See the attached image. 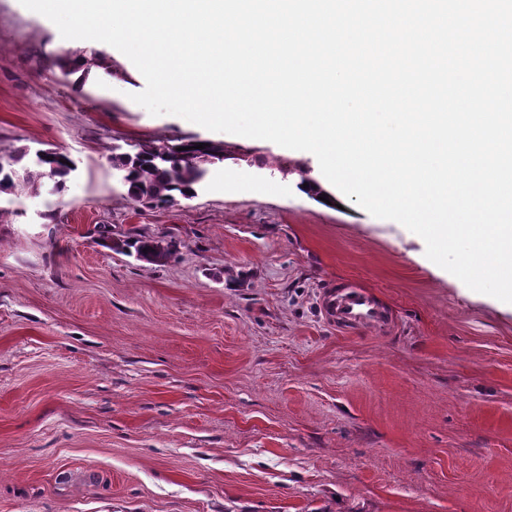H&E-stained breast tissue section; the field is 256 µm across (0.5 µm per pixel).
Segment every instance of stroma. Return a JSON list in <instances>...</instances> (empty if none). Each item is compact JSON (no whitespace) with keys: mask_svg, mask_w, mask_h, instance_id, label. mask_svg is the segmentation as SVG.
Here are the masks:
<instances>
[{"mask_svg":"<svg viewBox=\"0 0 512 512\" xmlns=\"http://www.w3.org/2000/svg\"><path fill=\"white\" fill-rule=\"evenodd\" d=\"M104 53L112 74H64ZM145 79L0 0V160L55 149L64 192L0 194V512H512V306L421 237L304 193L316 157L134 103ZM241 146L195 197L131 201L114 148ZM147 235L156 266L112 251ZM394 332L344 333L336 279ZM113 251L127 255L135 254L139 259L152 263H163L171 254L170 246L162 247L155 240L130 234L124 239H110ZM147 250V253H144ZM321 305L339 329L373 326L390 331L396 325L392 308L354 282L336 281L322 296Z\"/></svg>","mask_w":512,"mask_h":512,"instance_id":"stroma-1","label":"stroma"}]
</instances>
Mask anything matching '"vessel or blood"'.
I'll return each instance as SVG.
<instances>
[{
    "label": "vessel or blood",
    "mask_w": 512,
    "mask_h": 512,
    "mask_svg": "<svg viewBox=\"0 0 512 512\" xmlns=\"http://www.w3.org/2000/svg\"><path fill=\"white\" fill-rule=\"evenodd\" d=\"M325 315L341 329L373 326L383 331L394 329L392 308L360 285L350 281L336 282L321 299Z\"/></svg>",
    "instance_id": "b4317fda"
}]
</instances>
